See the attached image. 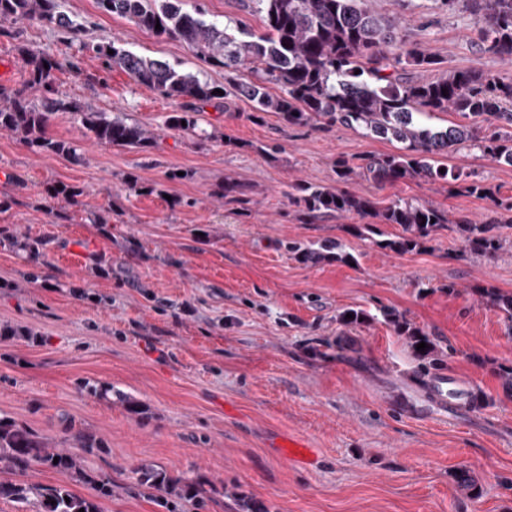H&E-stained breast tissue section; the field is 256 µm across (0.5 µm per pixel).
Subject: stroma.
Masks as SVG:
<instances>
[{
  "instance_id": "obj_1",
  "label": "stroma",
  "mask_w": 512,
  "mask_h": 512,
  "mask_svg": "<svg viewBox=\"0 0 512 512\" xmlns=\"http://www.w3.org/2000/svg\"><path fill=\"white\" fill-rule=\"evenodd\" d=\"M80 23L73 40L27 23L0 36V86L25 78L22 49L60 64L55 86L94 112L158 133L157 147L133 151L89 140L68 115L48 133L78 146L82 159L47 156L0 133V416L61 442L85 431L107 454L88 469L108 474L103 512H162L136 481L144 464L206 480L203 510L240 512L239 496L269 512H512V392L498 376L512 368V334L484 291L512 293V243L492 256L470 253L442 229L420 250L381 249L401 229L356 234L359 216L304 221L288 194L294 182L332 186L334 163L396 152V143L341 125L290 126L227 95L200 105L198 128L166 126L182 104L105 69L87 46L112 41L138 55L231 76L182 41L159 38L101 12L95 0H59ZM206 19L262 33V16L239 0H184ZM399 20L408 41L425 45L442 68L512 76V63L481 53L480 26L466 3L367 0ZM449 168L512 197V166L479 150L449 153ZM242 201L219 198L225 177ZM77 189L49 197L48 185ZM344 190L377 200L427 201L450 220H512L494 201L407 178L383 187L361 178ZM33 242L34 251L12 244ZM340 242L356 262L304 263L292 243ZM456 284L451 295L445 284ZM400 312L434 340L444 370L483 399L479 409L429 402L427 374L382 308ZM364 310L362 325L341 322ZM112 387L101 399L83 382ZM127 394L145 408L131 416ZM311 450L293 462L281 448ZM467 472L474 488L462 486Z\"/></svg>"
}]
</instances>
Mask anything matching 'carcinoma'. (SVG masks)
Here are the masks:
<instances>
[{
    "label": "carcinoma",
    "mask_w": 512,
    "mask_h": 512,
    "mask_svg": "<svg viewBox=\"0 0 512 512\" xmlns=\"http://www.w3.org/2000/svg\"><path fill=\"white\" fill-rule=\"evenodd\" d=\"M469 2L482 24L481 52L511 63L512 0ZM242 4L262 14V34L228 23L220 26L205 19L199 9L185 10L183 0H96L102 12L126 18L158 36L176 37L210 66L235 74L239 77L234 83L237 96L251 102L256 112H273L288 125H342L365 137L399 144L398 152L367 156L357 166L336 159L339 182L363 177L384 186L411 177L433 184L453 183L456 189L483 198L490 193L488 187L468 181L460 171L439 172L438 157L473 147L494 162L512 165V77L438 68L433 53L407 42L398 22L376 16L365 0H242ZM30 22L74 38L80 31V25L59 9L58 0H0V36L10 37L16 25ZM157 25L161 29H155ZM86 49L165 99L204 104L222 98L215 89L224 86L167 61L144 58L113 42L88 44ZM21 55L27 79L21 89L0 86V132L19 137L40 153L75 158L76 148L48 135L52 115L65 112L98 143L141 150L156 146L147 128L58 96L53 85L58 61L26 48ZM428 72L434 76H426ZM268 83L280 86L281 94H270ZM33 92L40 93L41 103L31 98ZM434 112H454L460 122L445 128L431 126L423 117ZM167 125L192 132L196 111H176ZM292 189L289 197L302 207L307 221L323 215L355 214L399 225L401 235L379 242L395 254L423 247L434 232L446 226L459 234L468 251L493 255L508 241L503 230L512 229V224H477L466 218L452 223L434 205L401 197L383 205L338 188L297 183ZM340 248L336 242L317 248L295 244L289 250L304 263L353 262ZM485 298L503 314L512 333V295L488 291ZM384 315L398 335L407 337L422 367L441 361L427 333L395 311L387 310ZM421 342L427 345L422 352L417 350ZM108 452L102 439L88 433H75L69 447L59 448L53 440L0 417V472L25 476L40 466L62 478L55 486L0 480V500L31 506L34 512H101L99 500L112 497V479L90 474L85 461ZM136 474L138 483L155 491L156 505L167 512H175L181 502L199 506L206 494L196 478L173 477L149 465L138 468ZM71 483L84 485L88 495L73 493Z\"/></svg>",
    "instance_id": "carcinoma-1"
}]
</instances>
